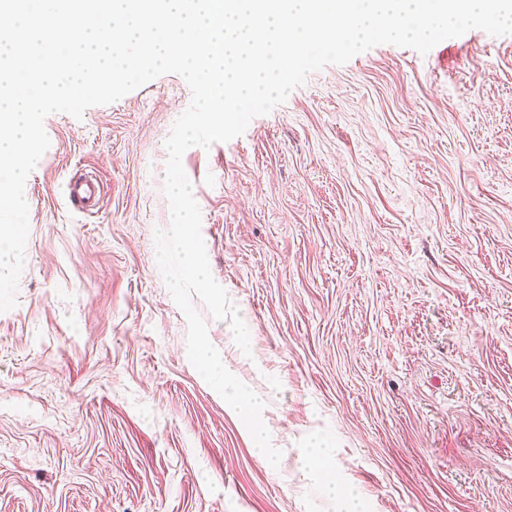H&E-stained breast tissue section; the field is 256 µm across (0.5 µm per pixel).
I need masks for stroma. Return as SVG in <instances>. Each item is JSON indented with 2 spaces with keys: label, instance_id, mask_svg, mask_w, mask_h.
<instances>
[{
  "label": "stroma",
  "instance_id": "obj_1",
  "mask_svg": "<svg viewBox=\"0 0 512 512\" xmlns=\"http://www.w3.org/2000/svg\"><path fill=\"white\" fill-rule=\"evenodd\" d=\"M191 99L166 74L44 121L0 313V512H343L300 469L315 441L361 512H512V35L376 46L184 153L251 352L228 322L209 338L276 467L189 362L156 262ZM100 196V186L91 178H79L69 183V198L81 208L93 207Z\"/></svg>",
  "mask_w": 512,
  "mask_h": 512
}]
</instances>
